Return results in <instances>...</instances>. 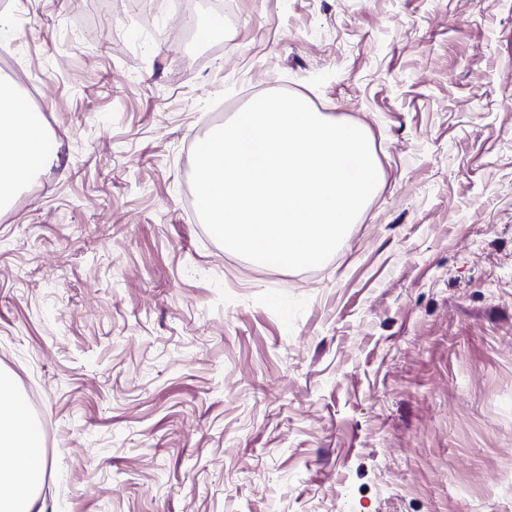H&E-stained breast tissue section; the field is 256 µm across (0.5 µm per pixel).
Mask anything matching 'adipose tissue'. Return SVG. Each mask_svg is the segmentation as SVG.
I'll return each mask as SVG.
<instances>
[{
	"label": "adipose tissue",
	"instance_id": "obj_1",
	"mask_svg": "<svg viewBox=\"0 0 512 512\" xmlns=\"http://www.w3.org/2000/svg\"><path fill=\"white\" fill-rule=\"evenodd\" d=\"M18 92L0 75V212L49 163L40 113L16 106ZM46 468L40 435L17 393L0 382V512H45L37 486Z\"/></svg>",
	"mask_w": 512,
	"mask_h": 512
}]
</instances>
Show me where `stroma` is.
<instances>
[{
    "instance_id": "stroma-1",
    "label": "stroma",
    "mask_w": 512,
    "mask_h": 512,
    "mask_svg": "<svg viewBox=\"0 0 512 512\" xmlns=\"http://www.w3.org/2000/svg\"><path fill=\"white\" fill-rule=\"evenodd\" d=\"M56 158L0 213V375L46 512H512V0H0ZM285 91L380 167L321 266L200 220Z\"/></svg>"
}]
</instances>
